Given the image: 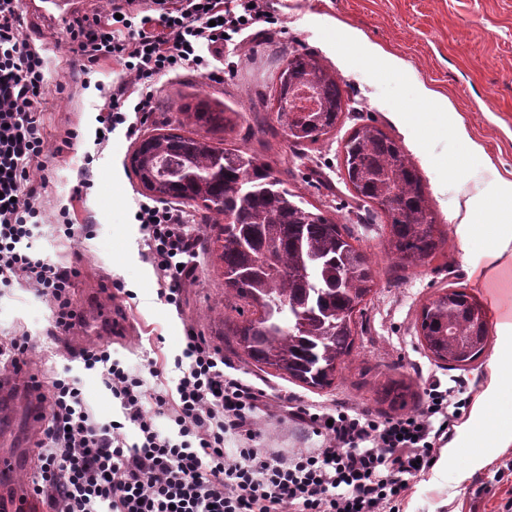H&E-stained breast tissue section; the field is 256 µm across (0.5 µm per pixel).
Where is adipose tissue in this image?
Segmentation results:
<instances>
[{
    "label": "adipose tissue",
    "instance_id": "1",
    "mask_svg": "<svg viewBox=\"0 0 512 512\" xmlns=\"http://www.w3.org/2000/svg\"><path fill=\"white\" fill-rule=\"evenodd\" d=\"M470 219L458 225L462 244L484 241L483 267L489 277L512 271V178H498L493 197L474 194ZM497 353L489 363V379L477 396L468 429L473 448L512 446V422H502L498 409L512 406V310L501 309L493 324Z\"/></svg>",
    "mask_w": 512,
    "mask_h": 512
}]
</instances>
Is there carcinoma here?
<instances>
[{
	"mask_svg": "<svg viewBox=\"0 0 512 512\" xmlns=\"http://www.w3.org/2000/svg\"><path fill=\"white\" fill-rule=\"evenodd\" d=\"M313 90L317 108L295 100ZM275 121L296 145L314 144L336 127L343 90L311 53L292 52L276 75ZM179 125L225 127L224 113L200 102L181 109ZM346 183L388 218V249L403 267L432 258L435 234L421 179L398 143L365 124L344 145ZM131 165L143 187L160 199L201 205L220 242L224 308L237 313L225 335L259 369L270 368L309 387L331 386L354 346L353 316L372 293L375 276L346 227L284 186L271 162L239 149L220 148L180 133L141 141ZM224 223H218L219 219ZM419 336L437 361L473 363L488 337V310L463 290H445L421 311ZM407 388L394 385L383 397L406 405Z\"/></svg>",
	"mask_w": 512,
	"mask_h": 512,
	"instance_id": "1",
	"label": "carcinoma"
}]
</instances>
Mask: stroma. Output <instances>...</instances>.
<instances>
[{"instance_id":"35a3bbf8","label":"stroma","mask_w":512,"mask_h":512,"mask_svg":"<svg viewBox=\"0 0 512 512\" xmlns=\"http://www.w3.org/2000/svg\"><path fill=\"white\" fill-rule=\"evenodd\" d=\"M278 19L276 30L255 28L224 60L230 74L216 81L197 74L166 75L155 82L157 109L138 124L135 135L118 127L108 141L96 144L97 116L109 103L117 65L103 63L84 78L72 52L66 22H48L21 5L23 31L48 57L45 79L51 90L42 116L45 149L35 179H46L45 222L38 244L47 260L76 270L72 302L115 310L125 325L114 330L91 315L90 329H55L49 300L26 285L0 288V339L26 334L32 345L28 366L41 381L56 374L76 378L94 416L106 423L121 419L97 372L85 369L70 354L78 348L108 349L123 365L145 371L148 385L175 386L174 359L184 347L186 329H194L217 348L232 374L264 389L270 413H258L256 429L263 447L281 451L314 448L322 439L311 428L289 420L283 398L310 409L346 405L380 419L418 413L428 380L464 381L469 397L485 386L488 363L496 351L488 339L480 358L464 368L438 364L424 350L417 332L423 304L442 289H462L486 306L512 301L511 288L486 287L474 260L481 242L462 247L456 227L465 215L464 201L475 192L492 195L497 175L512 173V0H269ZM352 28L348 43L336 35L337 24ZM379 47L401 61L400 73L386 71L367 59V46ZM315 54L340 83L347 103L334 130L314 145L296 146L278 128L272 114L276 64L290 52ZM426 87L444 95L449 109L461 117L478 154L428 120L419 94ZM206 101L227 112L228 127L210 130L181 127L184 135L203 137L214 145L254 152L270 160L288 189L310 205L345 224L351 241L366 253L376 286L356 318L355 346L334 385L311 389L262 371L235 354L224 335V278L208 236L199 234L205 212L182 204L190 230L196 231L198 268L183 285L180 306L168 305L148 258L144 232L134 214L138 201L149 200L129 166L141 139L179 127L180 107ZM373 124L396 140L417 169L435 222L445 240L427 264L400 267L384 249L385 216L355 197L343 180L342 153L347 138ZM78 131L63 144L65 131ZM69 207L77 223L91 227L90 236L68 238L54 216ZM125 288L103 293L101 282ZM390 380L409 385L405 409H391L379 391ZM474 451L457 449L451 461L408 481L399 512H498L512 497V447L485 448L484 466L466 470Z\"/></svg>"}]
</instances>
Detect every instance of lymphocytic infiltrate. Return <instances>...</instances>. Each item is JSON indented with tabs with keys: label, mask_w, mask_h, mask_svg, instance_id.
Instances as JSON below:
<instances>
[{
	"label": "lymphocytic infiltrate",
	"mask_w": 512,
	"mask_h": 512,
	"mask_svg": "<svg viewBox=\"0 0 512 512\" xmlns=\"http://www.w3.org/2000/svg\"><path fill=\"white\" fill-rule=\"evenodd\" d=\"M108 10L81 15L68 27L84 74L106 61L120 67L109 104L97 121L102 134L128 126L129 111L155 109L157 77L195 72L219 77L213 60L226 42L264 23L276 25L268 0H109ZM47 59L23 33L19 0H0V287L25 283L51 302L55 328L72 326L75 270L45 260L35 230L43 223L44 182L31 172L45 148ZM141 224L167 304L179 305L196 252L187 218L166 205L139 202ZM85 369L98 371L123 418L100 423L79 384L58 375L46 384L39 469L32 489L50 512H394L410 478L431 469L462 408L463 384L431 381L421 411L379 420L351 409L321 413L288 409L318 425L317 448L281 453L256 447L255 415L262 389L234 378L203 336L186 330L174 361L175 392L146 384L110 352L85 348ZM176 427L162 432L158 416ZM132 424L126 446L116 432ZM244 440L239 460L224 458V438Z\"/></svg>",
	"instance_id": "1"
}]
</instances>
